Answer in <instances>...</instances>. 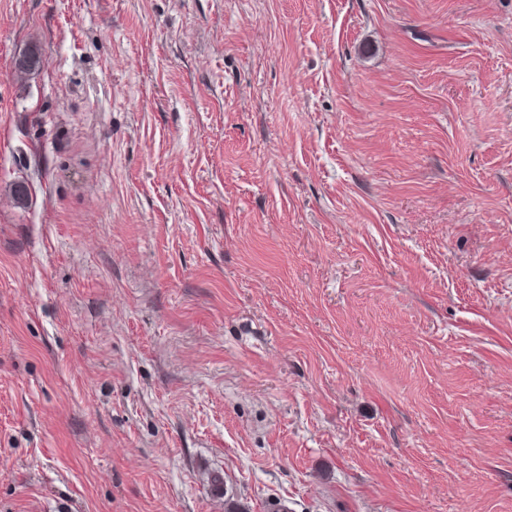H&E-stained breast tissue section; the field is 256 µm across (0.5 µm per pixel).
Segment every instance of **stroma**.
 <instances>
[{"instance_id": "obj_1", "label": "stroma", "mask_w": 512, "mask_h": 512, "mask_svg": "<svg viewBox=\"0 0 512 512\" xmlns=\"http://www.w3.org/2000/svg\"><path fill=\"white\" fill-rule=\"evenodd\" d=\"M272 497L512 512V0H0V512Z\"/></svg>"}]
</instances>
